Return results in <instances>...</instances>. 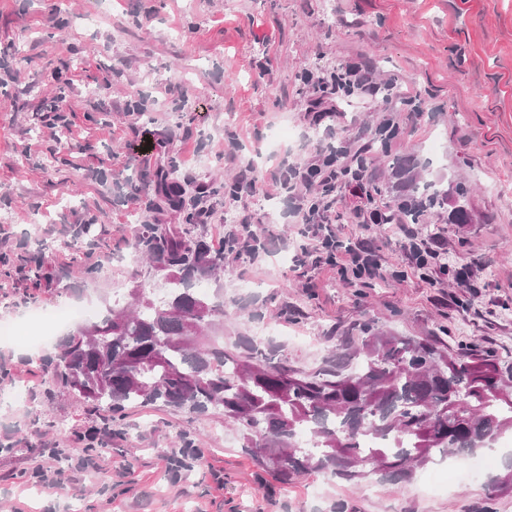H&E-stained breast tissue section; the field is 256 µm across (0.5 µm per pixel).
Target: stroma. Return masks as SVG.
<instances>
[{
	"label": "stroma",
	"instance_id": "obj_1",
	"mask_svg": "<svg viewBox=\"0 0 512 512\" xmlns=\"http://www.w3.org/2000/svg\"><path fill=\"white\" fill-rule=\"evenodd\" d=\"M70 25H56L58 16ZM358 64L353 107L332 130L312 122L321 89L303 81L337 63ZM69 78L64 121L45 74ZM153 79H146V71ZM394 79L406 98L388 107L364 82ZM0 254L28 253L50 267L67 260L36 303L23 302L28 282L0 272V320L23 321L33 307L61 301L99 305L164 279L127 244L133 221L153 223L125 181L155 184L168 155L173 178L197 188L243 177L272 189L283 167L312 163L333 144L366 148L371 207L392 159L415 155L427 179L470 186L471 221L448 223L428 211L449 273L417 268L388 224H367L348 193L331 200L339 232L367 239L383 279L340 280L319 263L296 266L303 242L293 200L276 192L268 220L255 194L213 197L195 233L217 242L234 224L261 231L266 252L228 256L219 276L202 282L224 301L216 335L225 346L254 336L310 372L335 352L353 355L373 325L399 336L444 342L449 349L512 358V0H0ZM149 113L126 111L130 98ZM68 140H58L61 126ZM390 127L386 153L369 150L371 134ZM152 131L165 152L131 157L126 143ZM67 165H58V157ZM234 222H226L225 212ZM93 224L94 238L77 237ZM54 242L51 251L38 240ZM78 242L90 276L71 267ZM467 270L457 287L453 270ZM54 345L0 341V393L21 385L24 398L0 401V512H512V492L494 490L505 458L457 482L447 462L418 469L398 484L376 474L345 482L307 472L281 481L264 471L221 411L193 416L162 406L131 407L112 420V469L91 479L45 487L13 484L18 469L45 466L41 451L80 450L75 436L98 423L79 398L39 371ZM196 443L201 458L173 472L162 451Z\"/></svg>",
	"mask_w": 512,
	"mask_h": 512
}]
</instances>
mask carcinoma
Wrapping results in <instances>:
<instances>
[{"label":"carcinoma","mask_w":512,"mask_h":512,"mask_svg":"<svg viewBox=\"0 0 512 512\" xmlns=\"http://www.w3.org/2000/svg\"><path fill=\"white\" fill-rule=\"evenodd\" d=\"M354 162L339 167L334 181H321L316 199L331 195L336 181L358 178L365 158L358 153ZM177 168L171 156L155 189L134 181L129 188L147 200V210H174L196 224L202 211L187 207L184 188L169 180ZM386 189L390 222L422 224L428 210L450 198L449 223L470 221L469 189L461 183L437 188L414 156L393 163ZM259 244L248 224L228 236L225 248L177 224L134 225L130 246L163 275L165 295L134 293L108 307L103 319L77 325L43 371L67 389L76 382L89 387L82 399L91 412L160 403L201 416L220 408L244 447L257 449L258 463L283 480L312 471L353 482L380 472L406 482L436 455L466 457L512 432V364L465 350L450 352L371 326L358 367L343 374L333 362L302 374L249 336L227 350L185 342L224 318V304L209 302L198 283L224 271L225 251L248 253ZM5 264L32 273L33 288L42 286L41 265L32 267L23 256ZM304 432L309 448L299 443Z\"/></svg>","instance_id":"obj_1"}]
</instances>
